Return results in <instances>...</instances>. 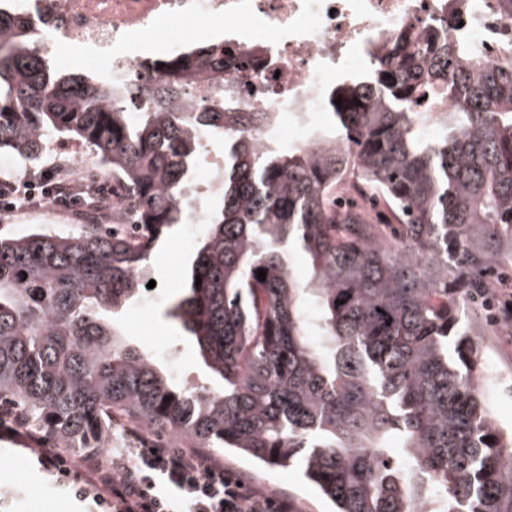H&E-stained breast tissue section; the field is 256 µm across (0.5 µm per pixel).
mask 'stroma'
Here are the masks:
<instances>
[{"mask_svg":"<svg viewBox=\"0 0 512 512\" xmlns=\"http://www.w3.org/2000/svg\"><path fill=\"white\" fill-rule=\"evenodd\" d=\"M195 243H184L182 232L156 250L146 273L158 291L172 295L181 283ZM462 325L473 334L484 367H495L489 390L482 398L503 433L512 432V323L494 320L489 311L471 299H464ZM116 323L125 337L145 352L167 350L174 355L181 377L190 386L208 384L194 346L162 309L129 305ZM215 462L242 476L251 486L270 495L291 498L297 512H327L326 502L304 483L296 469L266 468L252 461L209 449ZM0 512H98L93 500L75 497L67 484L46 470L35 446L18 441L15 424L0 423Z\"/></svg>","mask_w":512,"mask_h":512,"instance_id":"1","label":"stroma"}]
</instances>
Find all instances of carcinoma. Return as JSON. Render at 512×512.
<instances>
[{
  "label": "carcinoma",
  "instance_id": "carcinoma-1",
  "mask_svg": "<svg viewBox=\"0 0 512 512\" xmlns=\"http://www.w3.org/2000/svg\"><path fill=\"white\" fill-rule=\"evenodd\" d=\"M459 22L444 0L424 38L397 34L371 79L337 84L338 124L309 155L256 149L243 133L274 113L224 111L221 83L184 111L201 69L224 72L211 46L126 86L57 68L0 9V153L33 163L49 136L85 145L125 182L141 228L0 239V411L65 448H101L121 424L296 462L333 512H512V437L459 328L462 291L512 259V70L448 37ZM433 86L450 109L428 135L411 105ZM206 136L224 142V189L166 311L217 383L189 388L115 318L187 223L178 197ZM341 183L375 191L379 212L335 207Z\"/></svg>",
  "mask_w": 512,
  "mask_h": 512
}]
</instances>
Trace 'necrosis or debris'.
I'll list each match as a JSON object with an SVG mask.
<instances>
[{
  "label": "necrosis or debris",
  "instance_id": "4bbe7bcc",
  "mask_svg": "<svg viewBox=\"0 0 512 512\" xmlns=\"http://www.w3.org/2000/svg\"><path fill=\"white\" fill-rule=\"evenodd\" d=\"M440 0H14L28 26L33 48H85L90 63L108 62L112 79L133 83L159 77L155 58L132 51L133 39L160 36L173 24L194 23V49L209 43L235 57L224 64V91L232 112H272L274 133L293 147L313 151L308 127L326 110L338 79L373 74L386 38L410 28L420 32ZM468 10L450 35L473 42L499 65H512V14L495 0H461ZM63 178L78 188L72 224H96L128 237L138 227L125 185L89 154L69 150L61 158ZM224 158L201 144L195 172L180 202L189 215L185 237L203 222L201 205L221 185Z\"/></svg>",
  "mask_w": 512,
  "mask_h": 512
}]
</instances>
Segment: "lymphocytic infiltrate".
<instances>
[{"mask_svg": "<svg viewBox=\"0 0 512 512\" xmlns=\"http://www.w3.org/2000/svg\"><path fill=\"white\" fill-rule=\"evenodd\" d=\"M125 437L111 463L85 457L90 484L111 498L113 512H294L288 498L240 484L203 449L155 446L132 429Z\"/></svg>", "mask_w": 512, "mask_h": 512, "instance_id": "lymphocytic-infiltrate-1", "label": "lymphocytic infiltrate"}]
</instances>
